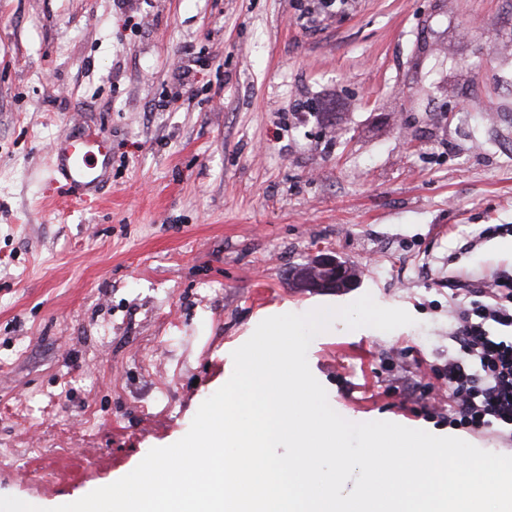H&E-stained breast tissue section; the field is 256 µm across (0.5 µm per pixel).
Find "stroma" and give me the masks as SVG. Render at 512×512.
<instances>
[{
	"label": "stroma",
	"mask_w": 512,
	"mask_h": 512,
	"mask_svg": "<svg viewBox=\"0 0 512 512\" xmlns=\"http://www.w3.org/2000/svg\"><path fill=\"white\" fill-rule=\"evenodd\" d=\"M112 144L101 197L52 172ZM512 0H0V496L74 502L181 439L279 311L371 294L307 359L356 422L425 408L449 278L512 266ZM354 287L292 276L319 254ZM53 152L58 173L79 198H99L112 162L106 137L83 129L70 131L58 139Z\"/></svg>",
	"instance_id": "35a3bbf8"
}]
</instances>
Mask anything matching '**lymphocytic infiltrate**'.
I'll use <instances>...</instances> for the list:
<instances>
[{
    "instance_id": "obj_1",
    "label": "lymphocytic infiltrate",
    "mask_w": 512,
    "mask_h": 512,
    "mask_svg": "<svg viewBox=\"0 0 512 512\" xmlns=\"http://www.w3.org/2000/svg\"><path fill=\"white\" fill-rule=\"evenodd\" d=\"M448 286L460 296L444 368L448 421L476 434L512 429V267Z\"/></svg>"
}]
</instances>
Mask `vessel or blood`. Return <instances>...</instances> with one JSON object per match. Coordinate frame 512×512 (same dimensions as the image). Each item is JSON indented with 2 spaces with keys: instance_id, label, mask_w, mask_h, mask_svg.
Masks as SVG:
<instances>
[{
  "instance_id": "1",
  "label": "vessel or blood",
  "mask_w": 512,
  "mask_h": 512,
  "mask_svg": "<svg viewBox=\"0 0 512 512\" xmlns=\"http://www.w3.org/2000/svg\"><path fill=\"white\" fill-rule=\"evenodd\" d=\"M61 178L84 200L98 198L111 168V148L105 136L84 130L62 135L53 147Z\"/></svg>"
}]
</instances>
